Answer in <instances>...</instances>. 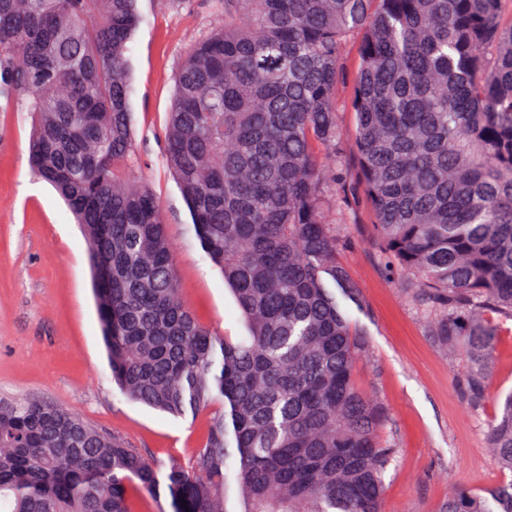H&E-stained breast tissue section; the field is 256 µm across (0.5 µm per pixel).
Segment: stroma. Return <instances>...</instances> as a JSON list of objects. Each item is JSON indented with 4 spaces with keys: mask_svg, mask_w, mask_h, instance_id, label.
<instances>
[{
    "mask_svg": "<svg viewBox=\"0 0 512 512\" xmlns=\"http://www.w3.org/2000/svg\"><path fill=\"white\" fill-rule=\"evenodd\" d=\"M145 20L129 53L137 179L156 195L168 225L182 296L205 326L245 335L237 304L202 252L178 185L164 160L174 77L186 47L221 22L212 0L186 9L139 0ZM336 95L346 139L351 209L328 203L341 239L339 258L358 284L348 306L365 336L356 379L377 396L389 423L383 441L397 450L384 475L382 512H439L452 486L485 491L505 479L486 440L487 426L512 391V319H499L492 375L482 400L459 387L460 355L438 345L428 320L388 275L376 245L375 216L357 172L348 109L359 66L355 43L340 61ZM30 119L0 112V397H35L121 436L148 457L187 461L201 444L207 415L176 418L124 397L112 382L92 291L87 243L66 205L29 165Z\"/></svg>",
    "mask_w": 512,
    "mask_h": 512,
    "instance_id": "stroma-1",
    "label": "stroma"
}]
</instances>
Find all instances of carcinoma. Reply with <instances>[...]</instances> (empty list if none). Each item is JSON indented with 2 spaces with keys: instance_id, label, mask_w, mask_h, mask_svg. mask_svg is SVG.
<instances>
[{
  "instance_id": "carcinoma-1",
  "label": "carcinoma",
  "mask_w": 512,
  "mask_h": 512,
  "mask_svg": "<svg viewBox=\"0 0 512 512\" xmlns=\"http://www.w3.org/2000/svg\"><path fill=\"white\" fill-rule=\"evenodd\" d=\"M224 24L180 65L164 158L245 336L183 299L161 206L130 180L138 0H0V112H27L33 171L87 242L112 381L174 417L217 406L186 463H162L73 413L0 401V512H381L397 449L355 382L360 290L323 211L345 197L340 60L358 36L353 138L387 272L463 349L478 404L512 318V0H213ZM512 473V393L488 424ZM439 512H512V479L458 486ZM133 512H170L169 498L163 494L159 497L146 492L132 494Z\"/></svg>"
}]
</instances>
